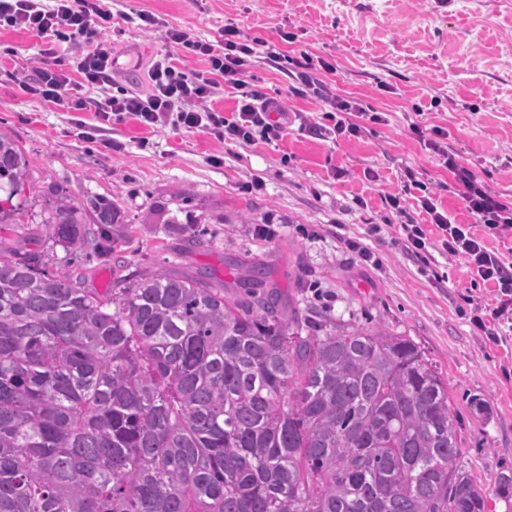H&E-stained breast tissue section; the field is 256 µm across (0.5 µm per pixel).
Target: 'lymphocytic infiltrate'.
Wrapping results in <instances>:
<instances>
[{"instance_id":"1","label":"lymphocytic infiltrate","mask_w":512,"mask_h":512,"mask_svg":"<svg viewBox=\"0 0 512 512\" xmlns=\"http://www.w3.org/2000/svg\"><path fill=\"white\" fill-rule=\"evenodd\" d=\"M0 24L34 32L49 43L84 44L85 52L78 64L81 84H74L62 69L50 63L39 68L35 83L21 85L24 92L57 106L76 111L91 107L100 112L102 118L130 116L146 126L171 117L176 125L207 131L224 140L250 142L259 138L273 142L282 136L283 125L273 118L275 112L281 111V104L250 91L245 75L253 61L265 59L277 64L284 62L286 56L268 40L243 36L236 23L225 25L217 42L191 36L180 28H164L166 40L172 47L208 61L209 76L188 77L173 65L171 57L165 56L148 69L147 92L121 90L99 99L81 97L79 90L114 81V51L107 36L112 11L106 0H52L48 6L43 0H0ZM330 68V63L325 61L317 67L304 62L302 70L295 75L292 92L299 97L315 96L341 112L342 118L334 124V132L358 135L359 125L349 119L350 114L359 111L358 102L330 95L318 76L319 70ZM220 79L238 90L240 96L236 111L229 117L208 105ZM410 129L438 165L448 169L464 189L462 198L472 217L468 224L452 222L447 213L439 211L431 196L418 197L417 202L436 226L442 250L465 257L476 278L495 285L496 306L473 315L470 322L489 339H496L501 322L512 321V262H505L501 253L490 251L485 238L490 234L504 238L512 233V200L493 193L471 168L460 163L455 154L442 145L441 139L446 135L443 128L435 126L426 133L414 122Z\"/></svg>"}]
</instances>
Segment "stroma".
<instances>
[{
	"mask_svg": "<svg viewBox=\"0 0 512 512\" xmlns=\"http://www.w3.org/2000/svg\"><path fill=\"white\" fill-rule=\"evenodd\" d=\"M143 11L208 39L233 21L290 57L326 59L333 69L325 85L368 114L359 135L316 134L327 124L325 104L292 95L287 76L265 61L248 81L288 113L274 143L71 112L19 86L42 62L44 41L0 27V132L26 159L13 199L15 246L41 254L49 271H74L99 294L114 279L161 267L207 273L220 287L261 264L314 319L409 338L448 385L465 471L493 489L501 471H512V328L502 327L495 343L473 330L470 312L495 305L494 285L474 280L462 257L437 246L420 258L408 253L387 223L385 199L403 194L411 168L424 184L404 194L414 223L431 222L417 204L424 189L456 223L471 221L461 187L412 136L414 118L447 130L449 151L512 197V0H112L115 51L141 47L116 84L138 92L148 89L147 65L162 56L188 73L207 68L174 52L163 31L138 28ZM283 32L289 40H280ZM374 113L383 122H372ZM61 189L75 206L100 195L120 207L125 223L86 226L111 249L74 253L55 242L46 219ZM172 213L177 223H168ZM264 223L273 235L260 233ZM355 242L376 264L352 250Z\"/></svg>",
	"mask_w": 512,
	"mask_h": 512,
	"instance_id": "obj_1",
	"label": "stroma"
}]
</instances>
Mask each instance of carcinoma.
Segmentation results:
<instances>
[{"mask_svg": "<svg viewBox=\"0 0 512 512\" xmlns=\"http://www.w3.org/2000/svg\"><path fill=\"white\" fill-rule=\"evenodd\" d=\"M26 160L0 134V512H492L412 340L314 320L259 265L157 269L103 297L12 247ZM95 224H122L92 196ZM46 223L87 244L59 195Z\"/></svg>", "mask_w": 512, "mask_h": 512, "instance_id": "1", "label": "carcinoma"}]
</instances>
